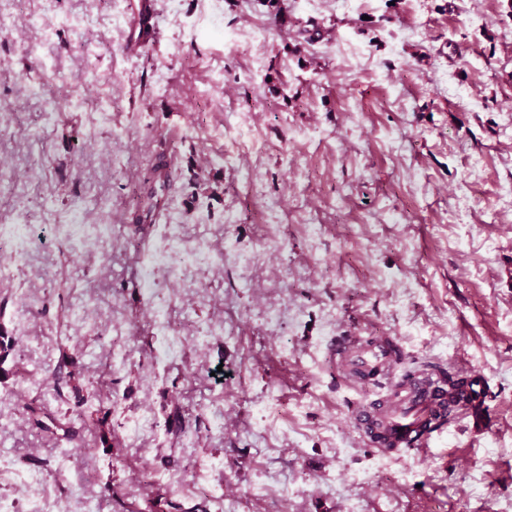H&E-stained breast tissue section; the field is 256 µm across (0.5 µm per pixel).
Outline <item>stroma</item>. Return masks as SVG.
I'll list each match as a JSON object with an SVG mask.
<instances>
[{
	"label": "stroma",
	"mask_w": 512,
	"mask_h": 512,
	"mask_svg": "<svg viewBox=\"0 0 512 512\" xmlns=\"http://www.w3.org/2000/svg\"><path fill=\"white\" fill-rule=\"evenodd\" d=\"M0 17V224L30 227L0 283V496L33 475L53 512H512V0ZM346 336L477 377L484 414L367 446L348 415L379 389L331 357Z\"/></svg>",
	"instance_id": "1"
}]
</instances>
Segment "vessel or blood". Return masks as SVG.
<instances>
[{"instance_id": "vessel-or-blood-1", "label": "vessel or blood", "mask_w": 512, "mask_h": 512, "mask_svg": "<svg viewBox=\"0 0 512 512\" xmlns=\"http://www.w3.org/2000/svg\"><path fill=\"white\" fill-rule=\"evenodd\" d=\"M333 355L364 379L389 378L386 391L358 403L350 422L371 446L392 451L432 447L448 426L451 388L429 373L408 371L395 377L398 361L390 343L360 344L350 337L333 344Z\"/></svg>"}]
</instances>
